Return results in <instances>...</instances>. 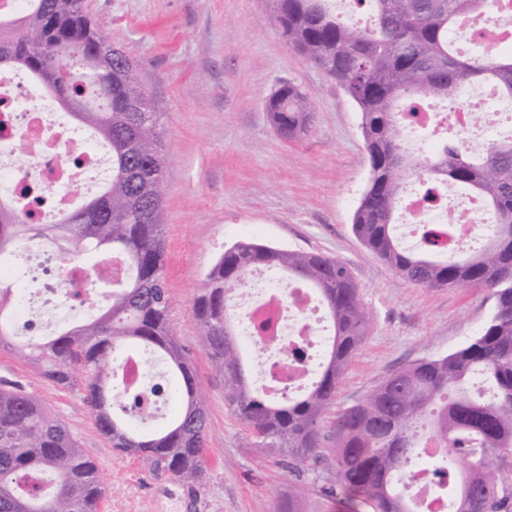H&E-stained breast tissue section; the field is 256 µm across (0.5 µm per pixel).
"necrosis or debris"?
I'll use <instances>...</instances> for the list:
<instances>
[{
    "mask_svg": "<svg viewBox=\"0 0 512 512\" xmlns=\"http://www.w3.org/2000/svg\"><path fill=\"white\" fill-rule=\"evenodd\" d=\"M460 42L483 41L497 49L512 46V13L469 24L459 29ZM0 102L9 114L0 113V183L15 194L30 187L52 193V209L70 208L74 202L70 185L80 176L92 178L105 173L108 154L84 129L67 126L56 119L55 109L32 81L19 74L0 73ZM512 111V104L495 103L491 90L460 87L453 99L441 107L418 112L409 133L418 130L458 128L461 136L473 139L475 149H485L488 139L480 130L489 111ZM24 140L23 161L14 158L16 140ZM79 158V165L62 162V154ZM399 219L409 234L431 227L442 231L441 246L463 251L488 231L481 201L465 194L458 202L426 200L423 191L407 189L400 203ZM13 318L22 335L44 336L51 321L37 317L38 309L56 305L57 286L36 291L26 281H14ZM231 308L237 320L245 351L261 367V390L285 398L306 391L315 381L322 353L329 339L320 305L306 289L287 286L282 278L267 271L251 272L231 293Z\"/></svg>",
    "mask_w": 512,
    "mask_h": 512,
    "instance_id": "4bbe7bcc",
    "label": "necrosis or debris"
}]
</instances>
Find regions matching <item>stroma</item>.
Returning a JSON list of instances; mask_svg holds the SVG:
<instances>
[{"label": "stroma", "mask_w": 512, "mask_h": 512, "mask_svg": "<svg viewBox=\"0 0 512 512\" xmlns=\"http://www.w3.org/2000/svg\"><path fill=\"white\" fill-rule=\"evenodd\" d=\"M90 17L130 47L161 115L165 260L172 328L208 410L202 489L152 477L117 454L94 425L79 389L53 384L0 349V380L37 396L72 427L105 488L102 512H275L287 468L243 445L224 405V383L200 345L193 299L218 257L237 241L320 252L348 266L370 314L367 338L346 371L337 403L360 401L384 378L453 350L489 318L482 288H415L352 230L369 156L348 94L279 35L273 0H86ZM298 84L313 110L310 130L283 139L265 110L281 82Z\"/></svg>", "instance_id": "1"}]
</instances>
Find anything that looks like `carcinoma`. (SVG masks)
<instances>
[{"label":"carcinoma","instance_id":"1","mask_svg":"<svg viewBox=\"0 0 512 512\" xmlns=\"http://www.w3.org/2000/svg\"><path fill=\"white\" fill-rule=\"evenodd\" d=\"M371 15L349 26L331 0H276L281 37L338 81L356 103L373 182L354 211L352 228L366 248L403 281L420 288H484L494 310L458 349L420 359L385 378L359 402L336 406L343 375L367 338L369 316L349 269L312 252L243 240L226 249L194 298L201 345L224 382V404L245 429L244 447L288 468L294 481L277 512H305L306 497L342 498L349 512H418L403 492L422 441L433 438L460 461L449 490L454 512H512V138L495 136L469 155L453 130L431 133L437 149L413 158L403 145L399 113L410 104L446 102L463 84L493 86L512 100V53L466 56L454 32L459 20L508 7L504 0H358ZM104 59L91 73L83 64ZM28 72L91 130L110 154L97 191L53 224H40L29 203L0 198V262L32 240L56 247L68 265L93 252L118 259L125 276L108 304L54 336L14 330L11 287L0 288V348L49 381L80 387L100 433L147 471L191 489L206 475L208 414L192 366L171 325L165 274V144L160 115L138 83L131 52L116 48L92 22L85 0H26L0 8V70ZM281 137L305 134L313 112L301 87L281 83L266 103ZM452 197L473 191L494 221L483 244L450 254L423 230L419 248L396 236L404 172ZM257 268L314 290L333 334L322 372L304 393L272 400L252 388L230 313L236 284ZM137 347L166 367L177 409L160 429L132 426L141 392L118 387L120 359ZM481 376L480 386L471 384ZM98 467L68 424L23 386L0 381V512H100Z\"/></svg>","mask_w":512,"mask_h":512}]
</instances>
